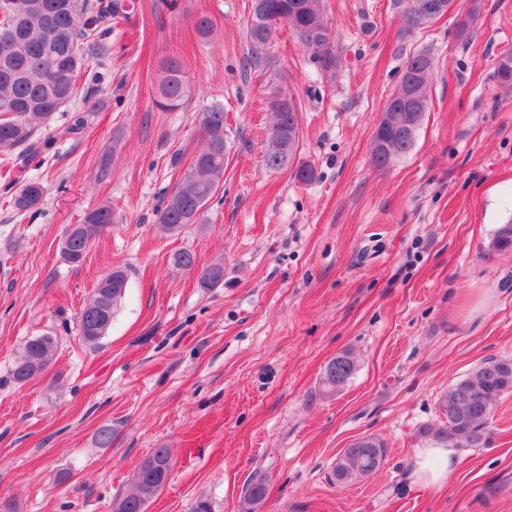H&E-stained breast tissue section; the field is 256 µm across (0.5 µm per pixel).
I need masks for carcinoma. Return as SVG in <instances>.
<instances>
[{"label": "carcinoma", "instance_id": "cac0c4a2", "mask_svg": "<svg viewBox=\"0 0 512 512\" xmlns=\"http://www.w3.org/2000/svg\"><path fill=\"white\" fill-rule=\"evenodd\" d=\"M402 17L411 28L425 29L446 14L455 0H397ZM243 22L249 45L248 64L258 66L267 60L281 28L286 27L301 44L315 51L321 68L331 70L336 55L329 49L330 35L324 18L323 0H250ZM123 0H0V162L13 160L16 150L34 142L39 128L46 125L66 104L80 98L76 77L90 53L112 54L110 36L126 20ZM432 61L425 53L408 57L401 80L423 87L424 102L430 99ZM497 76L501 84L512 86V50L499 60ZM182 63L170 58L160 86L158 106L178 108L187 96ZM267 106L273 116L268 131L264 163L271 171L293 165L300 139L299 109L292 93L280 88L271 91ZM427 108L389 96L384 113L393 125L374 127L371 156L375 166L383 168L391 160L408 152L415 131ZM203 132L201 147L179 176L176 187L158 211V223L171 234H179L199 223L202 210L216 193L224 175L227 141L224 138V110L212 107L196 115ZM44 188L38 182L23 185L13 197L14 207L31 212L42 203ZM112 227V207L99 205L79 224L64 231L61 252L73 267L81 266L91 248ZM492 246L497 251L512 248V223L495 231ZM196 263L188 250L170 257L171 266L190 271ZM224 281V266L212 265L198 280L201 288H215ZM127 287L126 270L112 268L93 289L78 317L77 331L82 341L96 345L108 334L118 305ZM57 352V337L35 336L18 352L12 379L24 384L45 373ZM357 369L350 352L332 358L319 379L324 396L341 392ZM512 392V359L490 360L472 374L452 384L438 402L439 421L420 430V436L455 448H478L488 439V423L501 395ZM387 448L374 436L355 439L336 458L332 475L336 483L348 484L370 476L385 461ZM172 469L170 451L155 448L140 463L132 489L112 502V512H146L150 501L166 486ZM267 478L253 475L243 488V500L249 509L261 505L267 495Z\"/></svg>", "mask_w": 512, "mask_h": 512}]
</instances>
